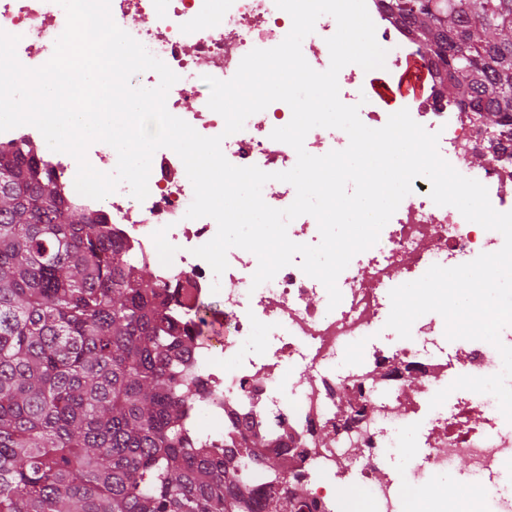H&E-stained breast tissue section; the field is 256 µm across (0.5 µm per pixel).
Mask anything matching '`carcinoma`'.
I'll return each mask as SVG.
<instances>
[{"label":"carcinoma","instance_id":"cac0c4a2","mask_svg":"<svg viewBox=\"0 0 512 512\" xmlns=\"http://www.w3.org/2000/svg\"><path fill=\"white\" fill-rule=\"evenodd\" d=\"M450 101L512 126V0H386ZM32 147L0 148V512H241L238 462L188 418L161 292L125 272L108 225L65 205ZM275 479L288 459H264ZM254 512H286L266 496Z\"/></svg>","mask_w":512,"mask_h":512}]
</instances>
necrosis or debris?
Returning a JSON list of instances; mask_svg holds the SVG:
<instances>
[{"mask_svg": "<svg viewBox=\"0 0 512 512\" xmlns=\"http://www.w3.org/2000/svg\"><path fill=\"white\" fill-rule=\"evenodd\" d=\"M376 40L396 46L387 55L384 75L396 76L413 60L426 73L418 97L398 108L428 132L438 134V150L449 163L480 155L463 176L488 189L492 206L512 211V134L492 147L473 113L450 103L433 62L423 57L383 0H366ZM114 21L174 73L166 108L199 134L222 136V151L236 166H257L273 173L291 169L295 150L271 139L292 114L282 102L251 115L243 129L223 136L225 121L198 91L199 73L231 79L252 49L279 45L292 27L275 0H110ZM148 24H140V17ZM66 25L55 0H0V30L19 36L16 48L26 67L44 65ZM194 109H186L188 100ZM39 172L52 177L64 202L111 226L131 268H155L164 290L166 312L177 334L195 332L202 301L211 296L214 276L193 250L217 233L209 217L187 218L193 187L180 157L158 149L151 162L149 194L136 200L127 185L101 200L80 195L74 186L77 162L62 152L38 153ZM425 178L400 203L372 248L357 254L339 275L342 300L329 308L324 285L307 276L299 263L253 286L257 257L243 249L227 253L222 292L224 333L197 342L182 361L189 387L201 394L196 416L209 425L198 439L203 447L238 454L242 435L256 440L260 452L287 457V482L269 478L255 463L242 483L245 497H287L298 488L305 512H350L337 505L336 482L361 486L370 512H461L454 492H471L479 512H512L504 480L512 470V422L490 394L451 392L443 405L431 398L448 385L449 373L487 377L502 369L497 349L481 340H447L445 324L425 314L411 336L394 346L388 335L389 292L422 277L432 265L454 267L479 254L500 250L502 234L467 221L452 206L434 204ZM416 448L404 445L406 433ZM464 460L466 470L455 467ZM410 475L408 496L399 492L400 472Z\"/></svg>", "mask_w": 512, "mask_h": 512, "instance_id": "4bbe7bcc", "label": "necrosis or debris"}]
</instances>
